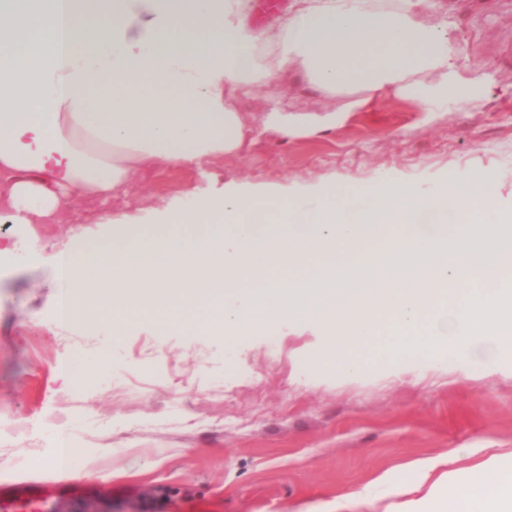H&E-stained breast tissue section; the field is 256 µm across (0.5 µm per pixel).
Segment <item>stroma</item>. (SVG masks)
Segmentation results:
<instances>
[{
  "mask_svg": "<svg viewBox=\"0 0 512 512\" xmlns=\"http://www.w3.org/2000/svg\"><path fill=\"white\" fill-rule=\"evenodd\" d=\"M422 18L443 26L459 96L423 111L411 92L333 93L303 68L280 84L291 114L332 112L333 128L281 139L257 134L225 157L219 179L335 182L338 191L397 173L497 174L512 192V0H426ZM196 173L141 170L116 208H147L186 192ZM97 203L68 198L61 224H39L0 267V485L52 480L53 428L86 443L84 476L59 482L56 502L85 512H386L409 464L444 457L457 478L485 449L512 465V357L474 375L470 345L396 368L373 358L350 380L327 362L312 328L270 321L249 335L158 332L120 339L94 321L57 332L60 287L48 256L83 232L104 237ZM133 374L129 387L113 377Z\"/></svg>",
  "mask_w": 512,
  "mask_h": 512,
  "instance_id": "35a3bbf8",
  "label": "stroma"
}]
</instances>
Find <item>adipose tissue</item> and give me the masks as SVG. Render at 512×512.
Wrapping results in <instances>:
<instances>
[{"mask_svg": "<svg viewBox=\"0 0 512 512\" xmlns=\"http://www.w3.org/2000/svg\"><path fill=\"white\" fill-rule=\"evenodd\" d=\"M364 0H296L276 30L247 24L252 0H0V224L23 238L58 224L70 194L100 204L102 239L50 257L60 328L101 318L113 336L157 330L241 335L273 318L330 331L324 356L349 379L370 355H440L473 341L478 370L512 354V199L494 174L432 187L388 175L337 198L335 184L218 182L211 168L257 132L287 138L336 115L282 112L295 65L333 91L415 89L423 111L456 98L444 28ZM270 106L238 104L257 86ZM147 163L195 171L182 197L115 209ZM397 512H512L500 454L456 481L448 462L413 468Z\"/></svg>", "mask_w": 512, "mask_h": 512, "instance_id": "obj_1", "label": "adipose tissue"}]
</instances>
